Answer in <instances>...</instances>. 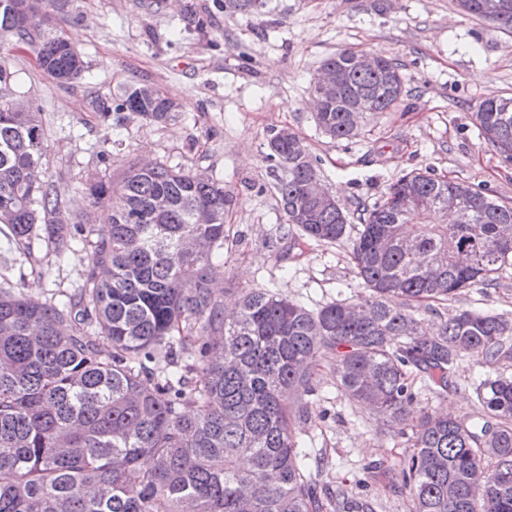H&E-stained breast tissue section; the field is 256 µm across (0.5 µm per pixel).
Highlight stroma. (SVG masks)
<instances>
[{
	"label": "stroma",
	"mask_w": 512,
	"mask_h": 512,
	"mask_svg": "<svg viewBox=\"0 0 512 512\" xmlns=\"http://www.w3.org/2000/svg\"><path fill=\"white\" fill-rule=\"evenodd\" d=\"M45 31L72 41L85 62L81 77L61 83L34 49L0 33V59L14 97L39 112L45 129L40 179L66 190L72 218L102 220L84 185L116 179L130 165L157 162L203 172L234 196L224 215L226 241L213 261L224 270V300L265 288L310 310L353 302L364 289L343 243L283 234L285 216L264 155L270 130L292 128L317 159L321 180L347 209L373 206L415 169L459 178L512 204V160L479 138L474 106L512 96V31L462 14L455 0H267L254 15L228 14L217 0H67ZM344 49L392 59L404 93L394 110L368 112L357 135L334 140L315 122L311 84L323 60ZM147 84L176 110L164 123L127 115L103 119L125 88ZM89 256L82 244L56 254L34 240L23 255L0 233V287L39 301L66 300L83 285ZM512 315V266L494 286L466 289L442 318L460 310ZM512 362L459 366L456 388L436 396L416 388L426 410L472 422L476 390ZM308 419L295 422L302 447L325 450L322 481L342 483L378 512H409L385 470L407 455L402 439L381 434L371 410L350 401L327 365L315 371Z\"/></svg>",
	"instance_id": "stroma-1"
}]
</instances>
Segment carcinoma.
<instances>
[{"mask_svg":"<svg viewBox=\"0 0 512 512\" xmlns=\"http://www.w3.org/2000/svg\"><path fill=\"white\" fill-rule=\"evenodd\" d=\"M254 0H221L231 14L257 12ZM459 8L512 28V0L484 13V0ZM0 30L37 52L60 82L83 61L50 37L38 14L21 22L0 7ZM359 52L327 57L341 96L313 88L319 127L335 139L357 134L354 113L399 103V66ZM176 105L148 85L117 99L112 119L137 111L164 122ZM479 135L512 159V97L475 105ZM39 113L0 104V226L21 245L44 231L61 253L80 239L91 249L85 284L61 303L0 289V512H376L338 485H320L324 459L309 466L294 420L316 392L327 361L336 386L373 408L381 431L406 439L398 466L410 512H512V378L485 380L479 420L420 408L410 370L443 394L465 357L489 366L512 356V318L465 309L435 330L424 315L477 285L492 286L512 262V206L471 185L412 171L359 223L340 204L320 206L306 191L316 165L289 129L267 142L286 224L331 243L347 241L367 294L318 311L264 288L246 292L224 316L220 269L224 212L233 197L205 173L163 164L131 166L112 185L90 187L93 205L112 199L106 224H62L64 191L34 176L44 153ZM463 199L473 223H444L437 212ZM94 327L72 333V323ZM206 342L190 347L192 335Z\"/></svg>","mask_w":512,"mask_h":512,"instance_id":"cac0c4a2","label":"carcinoma"}]
</instances>
